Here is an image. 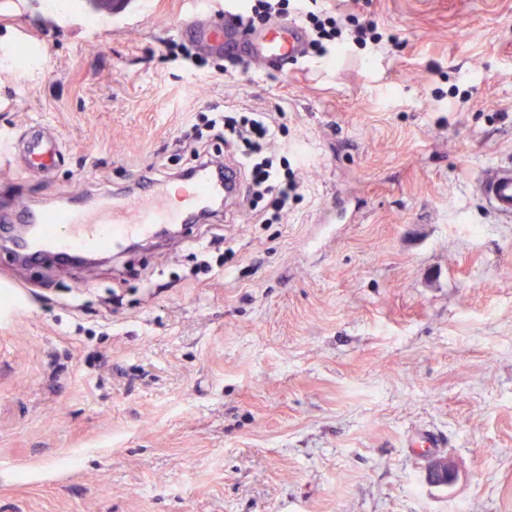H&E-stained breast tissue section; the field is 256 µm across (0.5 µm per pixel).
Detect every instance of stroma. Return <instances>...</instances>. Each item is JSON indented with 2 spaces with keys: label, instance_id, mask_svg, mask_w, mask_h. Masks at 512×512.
Wrapping results in <instances>:
<instances>
[{
  "label": "stroma",
  "instance_id": "35a3bbf8",
  "mask_svg": "<svg viewBox=\"0 0 512 512\" xmlns=\"http://www.w3.org/2000/svg\"><path fill=\"white\" fill-rule=\"evenodd\" d=\"M395 44L169 63L185 0H0V136L65 158L0 194L100 203L200 113L280 111L281 223L238 203L88 268L0 249V512H512V0H330ZM40 36L35 64L8 52ZM439 436L453 484L411 448ZM22 139L26 142V160L24 172L33 175L44 172L63 157L62 145L58 138L48 140L40 126H32L24 131ZM486 204L502 218L512 217V165H497L477 183ZM426 469L428 478L440 486L452 484L457 476L455 463L444 457H430Z\"/></svg>",
  "mask_w": 512,
  "mask_h": 512
}]
</instances>
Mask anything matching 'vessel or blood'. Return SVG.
I'll list each match as a JSON object with an SVG mask.
<instances>
[{
    "instance_id": "obj_1",
    "label": "vessel or blood",
    "mask_w": 512,
    "mask_h": 512,
    "mask_svg": "<svg viewBox=\"0 0 512 512\" xmlns=\"http://www.w3.org/2000/svg\"><path fill=\"white\" fill-rule=\"evenodd\" d=\"M236 23L224 15L220 0L188 14L180 24L181 35L211 52L233 51ZM305 41L303 30L294 24L275 25L273 33L261 34L252 45L250 58L275 63L299 56ZM26 143L24 172L33 175L48 170L63 156L59 140L47 139L41 127L33 126L22 135ZM218 185L209 168L197 167L186 183L181 205L171 203V183L152 178L142 181L138 192L111 196L108 205L94 211L66 207L53 211L32 210L23 196L5 199L22 223L32 225V255L80 257L102 249L116 250L131 238L148 239L161 224H181L187 216L205 207ZM477 191L499 216L512 217V165L487 171L477 183Z\"/></svg>"
}]
</instances>
